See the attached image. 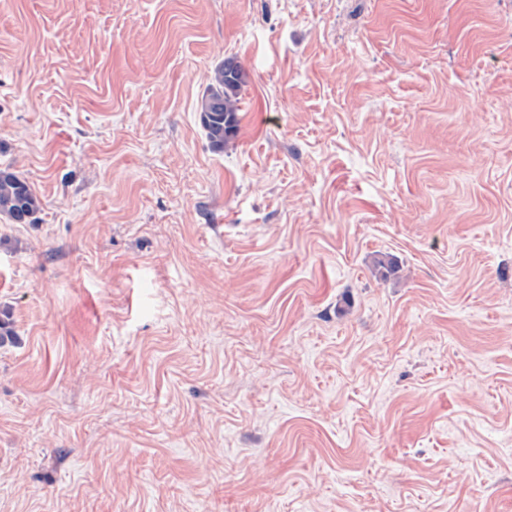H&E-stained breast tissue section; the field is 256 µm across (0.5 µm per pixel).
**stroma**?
Listing matches in <instances>:
<instances>
[{"mask_svg": "<svg viewBox=\"0 0 512 512\" xmlns=\"http://www.w3.org/2000/svg\"><path fill=\"white\" fill-rule=\"evenodd\" d=\"M0 168V512H512V0H0ZM246 72L235 58H225L213 70L211 83L203 94L199 121L211 145L224 149V143L239 131L240 92ZM42 208V199L26 178L9 168L0 169V219L33 224Z\"/></svg>", "mask_w": 512, "mask_h": 512, "instance_id": "obj_1", "label": "stroma"}]
</instances>
